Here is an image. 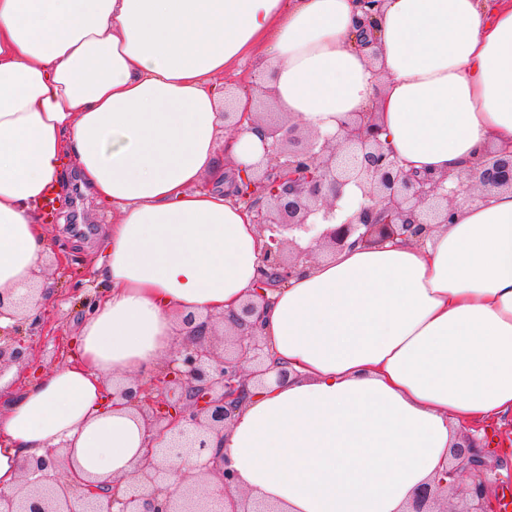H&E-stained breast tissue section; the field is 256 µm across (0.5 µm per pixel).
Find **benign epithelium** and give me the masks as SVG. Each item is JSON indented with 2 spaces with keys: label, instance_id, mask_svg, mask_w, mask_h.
Here are the masks:
<instances>
[{
  "label": "benign epithelium",
  "instance_id": "obj_1",
  "mask_svg": "<svg viewBox=\"0 0 512 512\" xmlns=\"http://www.w3.org/2000/svg\"><path fill=\"white\" fill-rule=\"evenodd\" d=\"M360 21L368 24L384 0H354ZM258 133L269 143L265 157L235 168L234 197L245 203L253 223L268 233L258 261V300H248L236 316L238 333L230 348L215 345L217 332L200 325L164 368L148 379L112 391L141 412L146 429V453L136 465L132 482L62 477L52 456L27 460L25 479L11 493L0 491V512H95L107 499L112 512H212L210 480L218 479L230 499L231 512H280L270 504L235 500L236 476L223 465L213 441L222 436L226 421L249 395V382L268 373L269 354L262 343V326L255 319L267 291L283 288L304 264L315 260L285 233L302 230L336 253L355 247H375L387 241L420 239L430 224H451L460 198L491 190L512 189V148L488 151L479 163L478 177H453L407 171L389 144L381 140L375 112H358L334 134L304 130L286 119H261ZM358 187L364 199L343 222L319 232L317 216L328 220L340 208L343 189ZM39 289L30 285L12 301L13 318L33 329L44 325L41 312L31 308ZM29 348L16 339L0 343V370L22 365ZM183 424L166 448L154 447L158 436ZM205 459L181 474L182 493L174 497L159 480L173 460ZM488 463L472 437L451 450L448 471L415 489L408 512H447L448 498L458 496L454 512H495L488 495Z\"/></svg>",
  "mask_w": 512,
  "mask_h": 512
}]
</instances>
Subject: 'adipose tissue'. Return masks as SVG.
<instances>
[{"mask_svg":"<svg viewBox=\"0 0 512 512\" xmlns=\"http://www.w3.org/2000/svg\"><path fill=\"white\" fill-rule=\"evenodd\" d=\"M357 17L353 0H0V293L51 252L37 215L66 159L117 214L74 355L0 401V490L50 452L130 480L145 424L107 400L113 384L167 362L191 322L234 329L255 295L266 240L224 175L265 149L247 93L224 123L235 62L320 134L377 112L412 171L454 175L512 146V0H385L374 58ZM263 333L292 373L252 386L226 424L237 492L286 512H405L461 425L512 413V191L458 204L424 242L312 263Z\"/></svg>","mask_w":512,"mask_h":512,"instance_id":"adipose-tissue-1","label":"adipose tissue"}]
</instances>
